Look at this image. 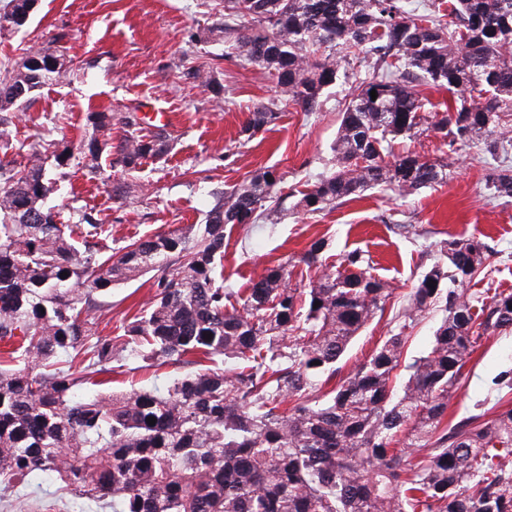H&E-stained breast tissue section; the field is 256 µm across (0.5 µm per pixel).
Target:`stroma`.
<instances>
[{"label": "stroma", "instance_id": "1", "mask_svg": "<svg viewBox=\"0 0 512 512\" xmlns=\"http://www.w3.org/2000/svg\"><path fill=\"white\" fill-rule=\"evenodd\" d=\"M219 0H40L26 26L0 34V70L16 66L26 50L67 35L70 69L49 82L34 101L16 112L10 138L27 151L51 139L57 149H75L97 137L85 120L89 112H164L170 150L145 160L135 173L99 161L98 173L85 164L50 170L54 190L48 202L63 223L93 213L111 224L113 251L168 229L206 220L214 190H230L260 169L282 176L277 223L236 226L224 232V285L248 287L265 268L297 261L316 239L326 240L330 264L348 251L369 256L375 274L391 290L382 317L373 319L341 363L340 376L369 357L391 329L421 274L438 258L448 236L477 237L493 252L491 272L468 286L471 298L512 292V200L493 197L486 180L494 170L512 166V153L494 158L478 149L449 153L425 133L401 147L447 165L445 183L401 196L372 190L316 214L295 207L297 193L315 184L334 163L331 147L341 120L347 85L331 89L320 111L288 105L278 124L253 138L240 129L254 108L279 103L280 93L268 72L243 56L229 55L219 28ZM202 69L223 85L221 96L190 79ZM144 275L112 288L111 306L100 316L99 332L116 335L153 294ZM512 368V333L485 336L448 399V418L474 414L477 403L493 407L499 398L498 373ZM55 512H109L58 491L49 478L28 481L0 496V512H32L39 501Z\"/></svg>", "mask_w": 512, "mask_h": 512}]
</instances>
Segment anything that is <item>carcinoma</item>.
I'll return each mask as SVG.
<instances>
[{"label":"carcinoma","mask_w":512,"mask_h":512,"mask_svg":"<svg viewBox=\"0 0 512 512\" xmlns=\"http://www.w3.org/2000/svg\"><path fill=\"white\" fill-rule=\"evenodd\" d=\"M448 3L443 23L407 13L401 0H224L220 32L305 112L340 79L332 50L375 59L373 77L347 75L332 146L341 168L301 192L296 207L315 214L377 187L406 195L445 181L446 165L394 152L397 140L426 131L450 153L512 148V0ZM29 10L30 0H8L0 31L26 25ZM63 40L4 69L0 126L61 75L28 58L64 54ZM428 81L456 98L425 116L418 86ZM280 119L258 107L240 134L250 139ZM86 121L112 129L110 112ZM120 122L127 135L117 145L93 139L79 153L94 162L111 155L131 173L168 152L164 132L139 128L130 113ZM47 148L23 163L0 160V489L49 474L112 512H512V399L490 420L448 421V397L484 336L512 331V292L465 299L490 258L481 239L441 240L397 332L324 392L390 292L359 250L334 273L294 282L296 267L326 265L322 239L296 263L266 269L243 295L224 288V230L274 223L276 169L215 193L198 229L159 232L116 257L105 255L109 225L88 213L61 224L45 207L46 160L63 167L74 157ZM490 186L512 198V169ZM145 273L155 288L146 307L123 334L100 335V297ZM433 309L441 318L430 347L406 359L404 331ZM131 361L198 369L161 390L104 387L99 376Z\"/></svg>","instance_id":"carcinoma-1"}]
</instances>
